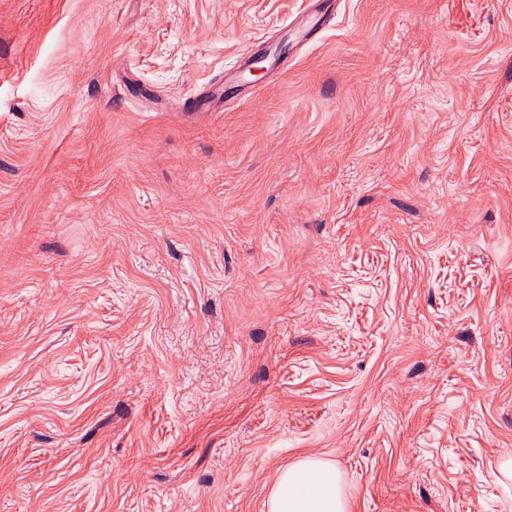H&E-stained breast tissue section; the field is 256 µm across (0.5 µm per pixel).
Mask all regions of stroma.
<instances>
[{
	"instance_id": "stroma-1",
	"label": "stroma",
	"mask_w": 512,
	"mask_h": 512,
	"mask_svg": "<svg viewBox=\"0 0 512 512\" xmlns=\"http://www.w3.org/2000/svg\"><path fill=\"white\" fill-rule=\"evenodd\" d=\"M0 0V512H512V0ZM304 7L289 23L296 41L307 43L324 31L336 16L335 0H304ZM267 41L264 38L257 39L253 42L249 51L243 55H240L235 60V63L224 67V80H221L219 84H223V96L219 92L218 85H213L207 92L206 98L203 100L209 103V108L206 112H217L223 110L226 106L231 103L240 104L247 101H252L258 97L257 90L247 89L243 96L236 95L234 98H227L224 95V88L227 85L239 84L243 81L245 70L244 68L248 62H252L253 58L258 55H263L268 51ZM266 505L269 512L349 511L339 470L316 456H307L284 469Z\"/></svg>"
}]
</instances>
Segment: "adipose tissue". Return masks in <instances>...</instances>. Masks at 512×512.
<instances>
[{"instance_id": "ef3b65f1", "label": "adipose tissue", "mask_w": 512, "mask_h": 512, "mask_svg": "<svg viewBox=\"0 0 512 512\" xmlns=\"http://www.w3.org/2000/svg\"><path fill=\"white\" fill-rule=\"evenodd\" d=\"M268 512H349L334 464L308 456L284 469L267 501Z\"/></svg>"}]
</instances>
